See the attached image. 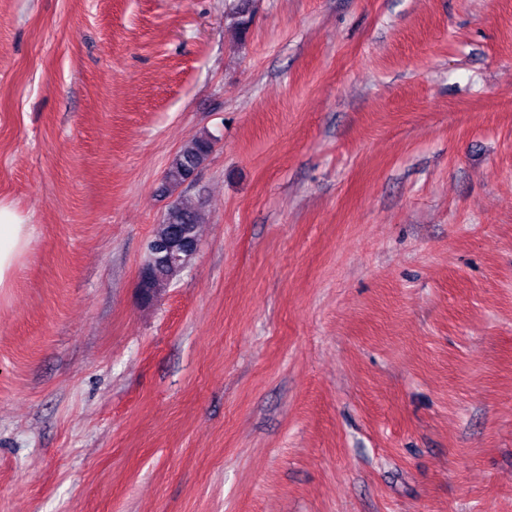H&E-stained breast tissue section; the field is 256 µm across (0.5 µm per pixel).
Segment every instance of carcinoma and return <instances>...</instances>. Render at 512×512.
Returning <instances> with one entry per match:
<instances>
[{
    "label": "carcinoma",
    "mask_w": 512,
    "mask_h": 512,
    "mask_svg": "<svg viewBox=\"0 0 512 512\" xmlns=\"http://www.w3.org/2000/svg\"><path fill=\"white\" fill-rule=\"evenodd\" d=\"M214 143L204 134L193 138L171 159L165 174V190L172 194L195 179L213 150ZM201 235L200 208L180 198L168 207L155 225L147 242L145 268L148 269L146 290L155 295L170 287L189 266L192 250L174 246L177 241L197 242Z\"/></svg>",
    "instance_id": "cac0c4a2"
}]
</instances>
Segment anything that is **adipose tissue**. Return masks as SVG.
Segmentation results:
<instances>
[{"mask_svg":"<svg viewBox=\"0 0 512 512\" xmlns=\"http://www.w3.org/2000/svg\"><path fill=\"white\" fill-rule=\"evenodd\" d=\"M31 241L26 215L13 204L0 201V291L12 287Z\"/></svg>","mask_w":512,"mask_h":512,"instance_id":"obj_1","label":"adipose tissue"}]
</instances>
